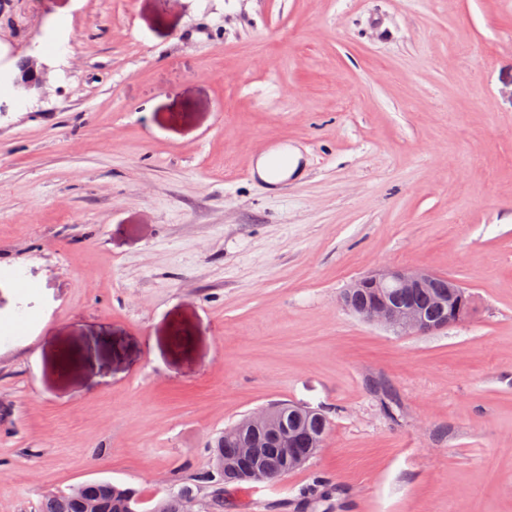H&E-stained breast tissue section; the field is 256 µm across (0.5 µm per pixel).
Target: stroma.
<instances>
[{
	"mask_svg": "<svg viewBox=\"0 0 512 512\" xmlns=\"http://www.w3.org/2000/svg\"><path fill=\"white\" fill-rule=\"evenodd\" d=\"M28 58L38 88L0 81V326L27 321L0 512L88 481L153 506L278 402L330 430L224 512H512V0H0ZM386 267L475 313L399 336L340 305ZM276 152H278V153L274 154L272 151V152L262 156L258 161V164H257L258 171H259L261 177H263L265 180L273 181V180L285 179L296 168L297 159L290 149L284 148V149L277 150ZM274 155H276L281 160L282 166H283V172L276 179L271 178L270 174H269V165H270V162Z\"/></svg>",
	"mask_w": 512,
	"mask_h": 512,
	"instance_id": "1",
	"label": "stroma"
}]
</instances>
